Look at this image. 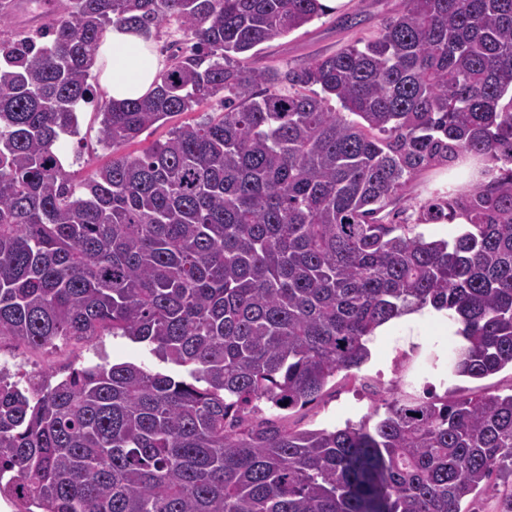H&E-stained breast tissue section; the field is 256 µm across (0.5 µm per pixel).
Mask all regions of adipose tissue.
<instances>
[{"instance_id":"obj_1","label":"adipose tissue","mask_w":512,"mask_h":512,"mask_svg":"<svg viewBox=\"0 0 512 512\" xmlns=\"http://www.w3.org/2000/svg\"><path fill=\"white\" fill-rule=\"evenodd\" d=\"M96 65L109 99L121 104L138 99L153 90L163 69L155 44L135 28L115 25L107 32L98 52Z\"/></svg>"}]
</instances>
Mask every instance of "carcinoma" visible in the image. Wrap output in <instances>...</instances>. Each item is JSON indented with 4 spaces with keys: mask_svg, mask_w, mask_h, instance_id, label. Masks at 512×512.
<instances>
[{
    "mask_svg": "<svg viewBox=\"0 0 512 512\" xmlns=\"http://www.w3.org/2000/svg\"><path fill=\"white\" fill-rule=\"evenodd\" d=\"M0 0V339L105 332L193 367L132 363L25 386L0 372V497L24 512H512V393L393 397L370 428L254 418L321 396L364 338L432 306L463 325L448 374L512 367V0H403L378 37L297 70L244 54L327 14L320 0H63L48 23ZM176 24L153 91L100 106L112 161L64 167L114 25ZM220 98L222 111L148 128ZM336 100L339 110L330 107ZM499 175L395 209L423 170ZM200 115H201V113L195 112V113H191V114H187V115H181V116L174 117L170 120V122L166 123L163 126L151 128V129L145 131L139 138L141 140V142L139 144L126 146V147L122 148L119 151V153L137 152L138 150L150 145L155 140L163 139L165 137L167 131L169 130V128L171 126H173L174 124L180 123L181 121H185L188 119L198 118ZM457 170L464 173V179L461 181H455L452 185L465 184V187L474 185L480 182H486L491 180V170H493L494 164L487 162L484 159H459ZM456 165V166H457ZM447 224L444 222H439L441 224H421L419 225L415 232H421L427 238L439 239L451 237L455 235L462 226L459 224H467L468 221L465 216L456 215L451 219H445Z\"/></svg>",
    "mask_w": 512,
    "mask_h": 512,
    "instance_id": "carcinoma-1",
    "label": "carcinoma"
}]
</instances>
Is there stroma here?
Masks as SVG:
<instances>
[{"instance_id":"1","label":"stroma","mask_w":512,"mask_h":512,"mask_svg":"<svg viewBox=\"0 0 512 512\" xmlns=\"http://www.w3.org/2000/svg\"><path fill=\"white\" fill-rule=\"evenodd\" d=\"M402 8V0H345L333 12L272 42L257 55L253 63L279 70H291L303 65L310 57L335 53L341 47L378 35L388 17ZM359 14L360 23L343 28L339 20L344 15ZM95 100L79 112L80 134L63 139L59 151L66 169L83 176L91 165L111 158L97 142V104L107 94L102 85H95ZM441 321L433 314H424L415 328L393 324L388 336L379 345L371 362L358 370L356 377L337 374L316 401L286 412L282 424L295 430H316L344 427L346 422H359L382 408L381 390L415 397H443L478 394L485 391L507 394L512 392V370L482 380L450 376L440 357L434 338ZM110 363L130 362L153 371L175 377H185L184 368L159 361L143 345L112 335L95 336L78 346L57 344L43 349H24L10 342L0 343V368L30 375L64 377L71 369L99 360Z\"/></svg>"}]
</instances>
